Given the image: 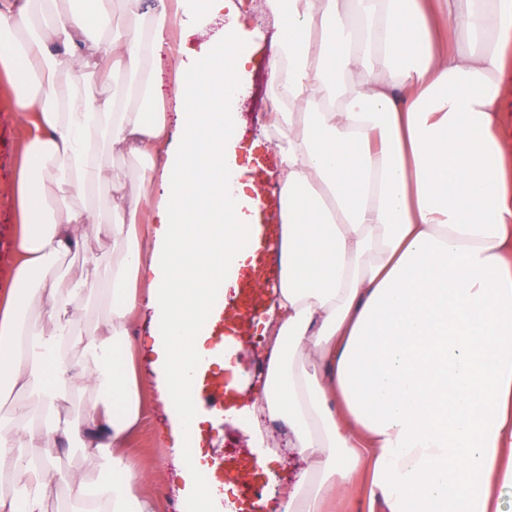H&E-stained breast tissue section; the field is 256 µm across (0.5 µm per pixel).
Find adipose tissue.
I'll return each instance as SVG.
<instances>
[{
  "label": "adipose tissue",
  "instance_id": "ef3b65f1",
  "mask_svg": "<svg viewBox=\"0 0 512 512\" xmlns=\"http://www.w3.org/2000/svg\"><path fill=\"white\" fill-rule=\"evenodd\" d=\"M278 23L267 67L287 110L269 125L279 165L277 232L251 213L263 186L237 164L233 100L256 36L236 0H153L146 22L109 38L58 0H0V74L28 140L15 187L21 224L11 288L0 293V465L14 490L0 512H48L64 486L70 512H157L146 473L121 450L152 385L167 413L158 443L181 463L178 489L212 512L198 479L201 425L189 405L221 319L208 286L245 266L247 237L277 256L263 379L240 414L255 463L275 453L262 418L282 420L303 467L258 512H322L364 484L381 512H503L512 492V145L498 111L512 90V0H266ZM228 22L199 49L182 34ZM178 57L169 96L152 63ZM129 77L101 101L79 80ZM172 98L177 119L160 112ZM149 160L147 197L103 170V144ZM235 180H225V172ZM108 194L116 222L70 209ZM112 243L99 284L105 314L85 335L66 319L86 291L60 272L85 234ZM59 317L44 331L43 308ZM161 324L144 343L128 324ZM78 350L77 368L67 364ZM149 352L148 376L138 363ZM90 392L80 420L60 408ZM100 470L86 483L56 463L60 446Z\"/></svg>",
  "mask_w": 512,
  "mask_h": 512
}]
</instances>
